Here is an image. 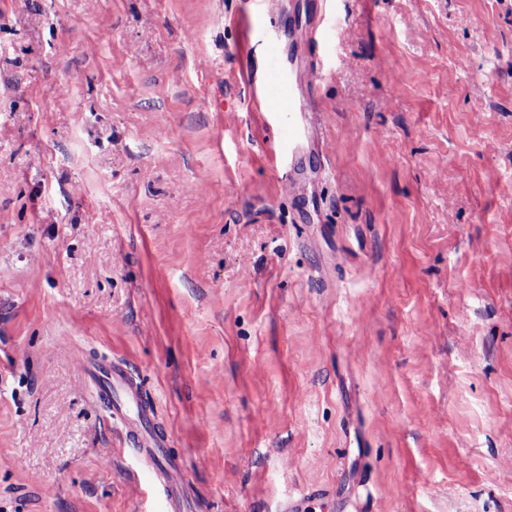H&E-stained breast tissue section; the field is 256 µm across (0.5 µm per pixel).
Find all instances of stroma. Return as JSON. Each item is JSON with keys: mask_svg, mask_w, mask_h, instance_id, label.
<instances>
[{"mask_svg": "<svg viewBox=\"0 0 512 512\" xmlns=\"http://www.w3.org/2000/svg\"><path fill=\"white\" fill-rule=\"evenodd\" d=\"M258 2L0 0V512H168L80 356L200 512H512V0ZM113 389L124 391L126 402L135 404L142 417L146 418L152 413L149 403L142 397L138 388L134 385H130L126 377L117 370L112 371V390Z\"/></svg>", "mask_w": 512, "mask_h": 512, "instance_id": "1", "label": "stroma"}]
</instances>
